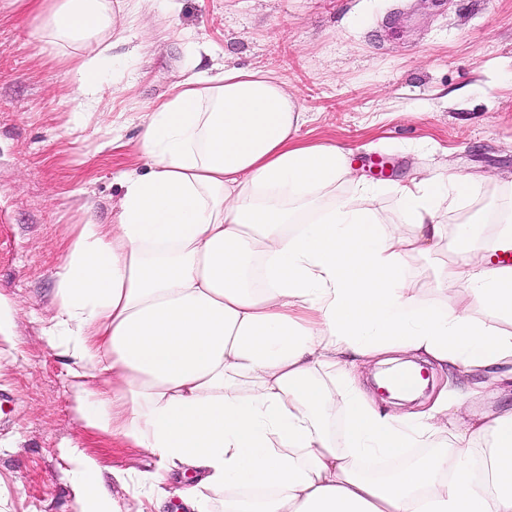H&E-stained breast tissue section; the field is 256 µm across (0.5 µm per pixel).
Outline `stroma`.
Listing matches in <instances>:
<instances>
[{"instance_id":"1","label":"stroma","mask_w":512,"mask_h":512,"mask_svg":"<svg viewBox=\"0 0 512 512\" xmlns=\"http://www.w3.org/2000/svg\"><path fill=\"white\" fill-rule=\"evenodd\" d=\"M137 31L146 54L114 69L100 103L76 90L65 57L39 54L25 12L0 0V512H82L71 452L104 478L154 470L144 449L86 429L67 359L44 330L56 312L66 232L92 202L101 224L140 168L139 115L177 83L220 64L275 72L307 112L303 140L351 150L365 180L436 171L480 180L448 227L491 217L512 199V0H177ZM79 127H71L72 113ZM122 147L109 148L112 138ZM414 410L447 391L469 419L512 406V379L426 363Z\"/></svg>"}]
</instances>
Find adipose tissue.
<instances>
[{
	"label": "adipose tissue",
	"mask_w": 512,
	"mask_h": 512,
	"mask_svg": "<svg viewBox=\"0 0 512 512\" xmlns=\"http://www.w3.org/2000/svg\"><path fill=\"white\" fill-rule=\"evenodd\" d=\"M157 2L20 0L41 50L71 48L92 102ZM308 121L278 77L221 66L144 113L147 169L125 175L111 223L68 231L46 331L65 338L86 427L160 459L144 492L175 467L199 474L175 491L186 512H208L204 487L224 512H512V409L452 428L447 400L406 420L352 384L394 350L464 375L512 366V267L487 259L512 251V201L493 233L448 230L449 201L474 185L434 173L391 184L402 221L383 223L350 153L301 141ZM433 255V288L459 289L456 306L406 274ZM409 448L426 454L361 467ZM71 464L83 512H120L94 459Z\"/></svg>",
	"instance_id": "obj_1"
}]
</instances>
